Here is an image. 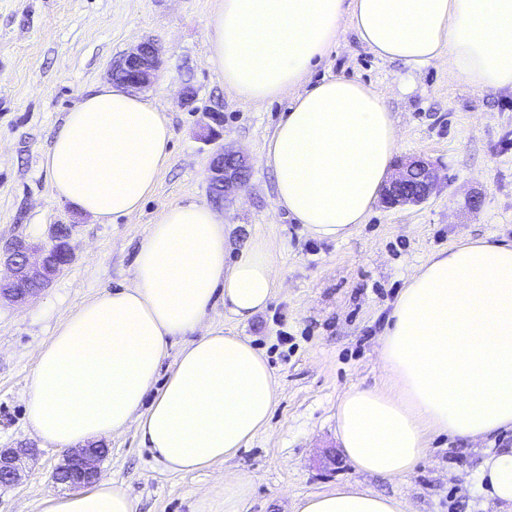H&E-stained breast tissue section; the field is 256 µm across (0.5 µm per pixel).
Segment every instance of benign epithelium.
<instances>
[{
	"instance_id": "1",
	"label": "benign epithelium",
	"mask_w": 512,
	"mask_h": 512,
	"mask_svg": "<svg viewBox=\"0 0 512 512\" xmlns=\"http://www.w3.org/2000/svg\"><path fill=\"white\" fill-rule=\"evenodd\" d=\"M158 49L151 42H142L112 66L111 77L121 84L142 88L151 85L158 68ZM248 167L243 155L219 149L211 158L208 178L212 186L226 198L239 184L246 181ZM438 181L433 164L422 158H412L399 165L398 174L385 190L384 203L390 207L418 205L432 194ZM72 225L57 224L52 228L49 246L35 247L15 239L0 249V268L7 275L0 279V301L22 305L52 280L73 259L69 245ZM62 246L63 257L57 256ZM105 449L89 445L72 448L56 469V480L73 487L85 486L98 476V462ZM33 454L31 448H0V487L11 486L22 478L24 462Z\"/></svg>"
}]
</instances>
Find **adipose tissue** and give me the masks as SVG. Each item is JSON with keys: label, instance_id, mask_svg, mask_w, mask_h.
Segmentation results:
<instances>
[{"label": "adipose tissue", "instance_id": "ef3b65f1", "mask_svg": "<svg viewBox=\"0 0 512 512\" xmlns=\"http://www.w3.org/2000/svg\"><path fill=\"white\" fill-rule=\"evenodd\" d=\"M348 26L380 59L412 69L445 62L474 88L512 90V0H221L207 43L225 88L252 102L296 92L263 148L275 203L332 241L364 223L399 143L379 91L343 77L308 80ZM171 142L164 112L106 85L68 113L44 168L55 198L112 224L151 197ZM226 257L225 226L210 206L163 208L133 286L82 304L40 349L25 398L29 428L67 449L132 427L159 463L184 475L234 458L267 428L280 389L249 340L205 324L216 299L245 322L274 295L265 245ZM183 336L159 381L170 340ZM379 354L381 382L349 389L336 405V436L356 472L401 479L431 437L512 431V243L470 240L434 253L396 299ZM480 480L490 498L512 503V448L489 454ZM254 486V475H225L220 506L195 512H245ZM40 512L136 506L103 478L46 494ZM297 512L402 510L394 498L344 485L307 495Z\"/></svg>", "mask_w": 512, "mask_h": 512}]
</instances>
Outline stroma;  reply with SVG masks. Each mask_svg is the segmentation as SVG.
Returning a JSON list of instances; mask_svg holds the SVG:
<instances>
[{"mask_svg":"<svg viewBox=\"0 0 512 512\" xmlns=\"http://www.w3.org/2000/svg\"><path fill=\"white\" fill-rule=\"evenodd\" d=\"M220 0H0V246L22 237L47 242L53 225L73 227L72 262L23 306H0V448L28 446L21 481L0 489V512H39L62 450L29 429L25 394L40 348L82 303L134 284V262L148 227L169 205L212 203L211 154L230 147L250 161V176L217 212L232 249L268 248L277 290L248 324L216 302L211 326L247 337L264 353L281 391L267 429L210 471H168L135 429L102 438L98 464L135 501L137 512H193L200 494L221 500L224 474H256L247 512H292L308 494L351 485L397 499L402 512H505L477 487L493 447L512 448V432L494 440L437 436L415 471L402 479L361 474L339 456L336 404L353 386L382 377L378 340L394 302L429 256L466 240L512 241V91L479 90L448 66L418 70L385 61L346 30L311 72V82L346 77L377 89L398 120V158L422 156L440 180L426 202L376 203L345 239L313 238L275 204L272 170L262 150L293 99L245 102L224 87L207 51V24ZM161 48L157 80L142 91L161 108L172 156L140 211L101 224L58 202L42 166L68 112L109 83L112 65L144 41ZM196 92L185 105V87ZM220 122L205 141L210 110ZM288 332V349L276 348Z\"/></svg>","mask_w":512,"mask_h":512,"instance_id":"1","label":"stroma"}]
</instances>
